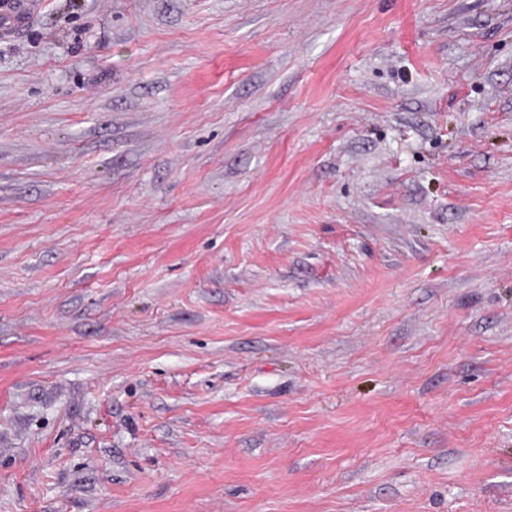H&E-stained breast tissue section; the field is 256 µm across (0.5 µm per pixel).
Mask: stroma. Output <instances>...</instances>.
I'll return each mask as SVG.
<instances>
[{"label":"stroma","mask_w":512,"mask_h":512,"mask_svg":"<svg viewBox=\"0 0 512 512\" xmlns=\"http://www.w3.org/2000/svg\"><path fill=\"white\" fill-rule=\"evenodd\" d=\"M0 512H512V0L0 35Z\"/></svg>","instance_id":"stroma-1"}]
</instances>
